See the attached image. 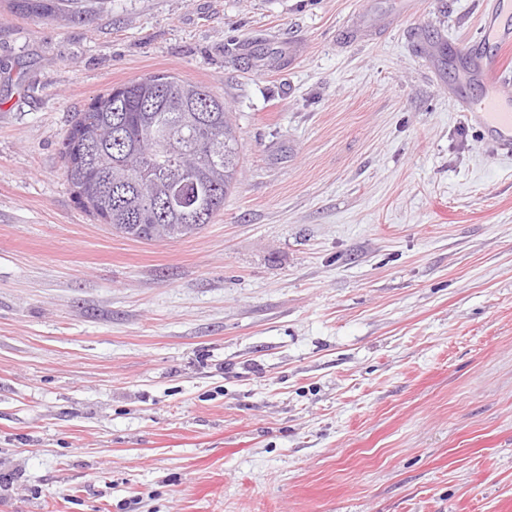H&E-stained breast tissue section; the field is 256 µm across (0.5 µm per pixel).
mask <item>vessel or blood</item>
<instances>
[{"mask_svg": "<svg viewBox=\"0 0 512 512\" xmlns=\"http://www.w3.org/2000/svg\"><path fill=\"white\" fill-rule=\"evenodd\" d=\"M512 48V0H483L480 36L462 47L472 64L468 78L478 87L476 96L461 97L459 110L465 121L478 127L485 143L497 154L512 157V65L503 52Z\"/></svg>", "mask_w": 512, "mask_h": 512, "instance_id": "obj_1", "label": "vessel or blood"}]
</instances>
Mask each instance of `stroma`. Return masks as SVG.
<instances>
[{"instance_id":"stroma-1","label":"stroma","mask_w":512,"mask_h":512,"mask_svg":"<svg viewBox=\"0 0 512 512\" xmlns=\"http://www.w3.org/2000/svg\"><path fill=\"white\" fill-rule=\"evenodd\" d=\"M0 0V512H512V158L457 110L481 0ZM223 96L178 241L88 216L73 112Z\"/></svg>"}]
</instances>
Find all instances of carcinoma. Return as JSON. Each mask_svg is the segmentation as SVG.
Instances as JSON below:
<instances>
[{
	"instance_id": "1",
	"label": "carcinoma",
	"mask_w": 512,
	"mask_h": 512,
	"mask_svg": "<svg viewBox=\"0 0 512 512\" xmlns=\"http://www.w3.org/2000/svg\"><path fill=\"white\" fill-rule=\"evenodd\" d=\"M57 20L55 4L31 6ZM62 176L85 213L145 241L194 234L224 210L239 174V138L224 97L172 74L140 76L97 94L71 116ZM199 191L185 215L166 201L185 182Z\"/></svg>"
}]
</instances>
